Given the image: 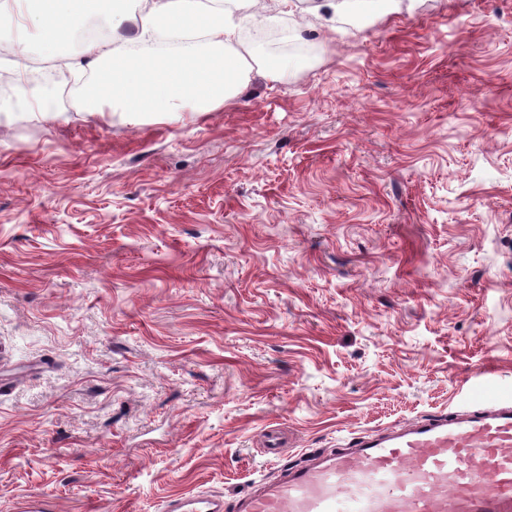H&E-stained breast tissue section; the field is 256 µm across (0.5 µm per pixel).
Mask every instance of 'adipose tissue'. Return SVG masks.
<instances>
[{"instance_id":"adipose-tissue-1","label":"adipose tissue","mask_w":512,"mask_h":512,"mask_svg":"<svg viewBox=\"0 0 512 512\" xmlns=\"http://www.w3.org/2000/svg\"><path fill=\"white\" fill-rule=\"evenodd\" d=\"M255 0H145L139 14H128L122 0H0V25L14 29L19 43L36 42L44 55L60 56L71 38L72 18L92 8L112 31L133 25L131 41L140 53L119 52L113 41L87 48L86 66L98 72L84 90L89 107L105 104L127 112H209L230 101L251 66L239 52L235 10ZM177 39L171 55L151 53L152 45Z\"/></svg>"}]
</instances>
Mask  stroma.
Returning a JSON list of instances; mask_svg holds the SVG:
<instances>
[{
    "label": "stroma",
    "mask_w": 512,
    "mask_h": 512,
    "mask_svg": "<svg viewBox=\"0 0 512 512\" xmlns=\"http://www.w3.org/2000/svg\"><path fill=\"white\" fill-rule=\"evenodd\" d=\"M327 2L240 17L288 71L211 112L0 89V512L229 502L512 395V0Z\"/></svg>",
    "instance_id": "stroma-1"
}]
</instances>
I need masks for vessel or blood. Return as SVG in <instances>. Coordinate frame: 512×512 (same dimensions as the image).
<instances>
[{"label":"vessel or blood","instance_id":"vessel-or-blood-1","mask_svg":"<svg viewBox=\"0 0 512 512\" xmlns=\"http://www.w3.org/2000/svg\"><path fill=\"white\" fill-rule=\"evenodd\" d=\"M165 512H512V397L475 382L462 409L362 435L252 485Z\"/></svg>","mask_w":512,"mask_h":512}]
</instances>
